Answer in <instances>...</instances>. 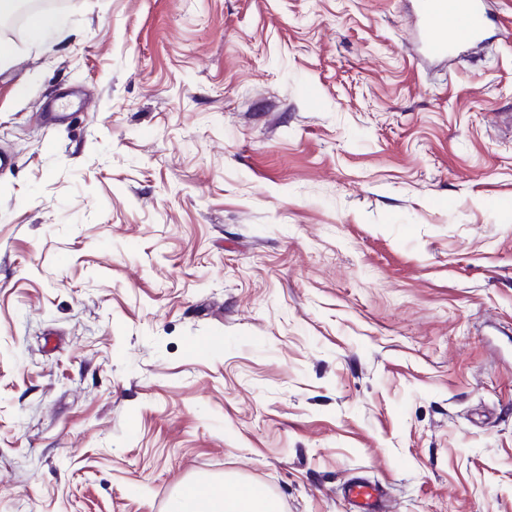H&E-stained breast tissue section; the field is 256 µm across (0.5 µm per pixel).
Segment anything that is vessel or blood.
<instances>
[{"mask_svg":"<svg viewBox=\"0 0 512 512\" xmlns=\"http://www.w3.org/2000/svg\"><path fill=\"white\" fill-rule=\"evenodd\" d=\"M419 44L431 58H444L459 45L485 34L492 17L484 0H419ZM346 496L364 512H383L379 488L361 479L351 481Z\"/></svg>","mask_w":512,"mask_h":512,"instance_id":"vessel-or-blood-1","label":"vessel or blood"}]
</instances>
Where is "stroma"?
<instances>
[{
	"label": "stroma",
	"mask_w": 512,
	"mask_h": 512,
	"mask_svg": "<svg viewBox=\"0 0 512 512\" xmlns=\"http://www.w3.org/2000/svg\"><path fill=\"white\" fill-rule=\"evenodd\" d=\"M412 2L0 28V512H166L197 477L512 512V0L446 63ZM345 493L349 500L357 506L365 508L359 512H383L384 510L383 506L379 505L382 497L379 488L363 479L351 481L347 485Z\"/></svg>",
	"instance_id": "obj_1"
}]
</instances>
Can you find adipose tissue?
<instances>
[{
	"label": "adipose tissue",
	"mask_w": 512,
	"mask_h": 512,
	"mask_svg": "<svg viewBox=\"0 0 512 512\" xmlns=\"http://www.w3.org/2000/svg\"><path fill=\"white\" fill-rule=\"evenodd\" d=\"M167 512H282L280 502L257 486L217 493L205 481L182 487L170 500Z\"/></svg>",
	"instance_id": "adipose-tissue-1"
}]
</instances>
